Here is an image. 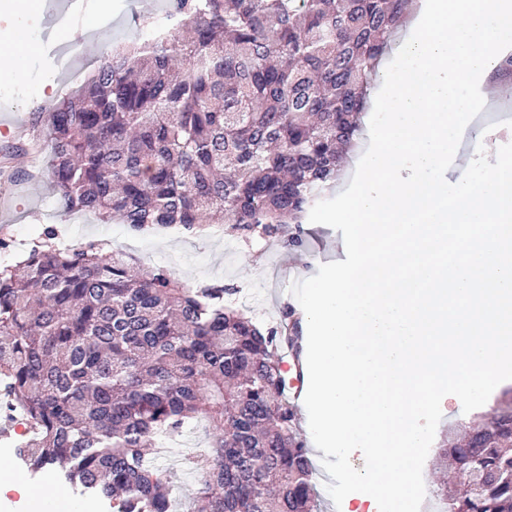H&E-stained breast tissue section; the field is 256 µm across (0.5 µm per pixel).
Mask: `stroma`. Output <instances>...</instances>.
I'll return each instance as SVG.
<instances>
[{"label": "stroma", "instance_id": "obj_1", "mask_svg": "<svg viewBox=\"0 0 512 512\" xmlns=\"http://www.w3.org/2000/svg\"><path fill=\"white\" fill-rule=\"evenodd\" d=\"M92 15L76 11L60 27L47 26L44 9L0 12V51L9 49L13 30L23 26L35 48L23 59L16 76L0 82V266L14 264L54 228L70 247L102 241L125 253L136 267H163L190 284L233 287V302L258 325L280 320L283 305H296L294 282L316 274L319 266L341 255L343 236L323 224L305 223L303 244L288 247L260 238L228 236L224 225L206 224L186 232L160 228L139 233L124 224H103L89 216L61 215L51 200L47 179L32 180L34 153L28 148L37 135L29 115L51 106L67 89L79 86L92 71L100 48L128 39L149 21H163L165 0H103ZM20 426L0 424V469L19 474L32 487L50 484L64 493L71 512H111L107 501L79 496L56 470L31 473L17 459ZM206 421H198L176 444L158 454L160 467L177 472L180 506L188 508L195 483L181 473L180 458L189 449L205 447Z\"/></svg>", "mask_w": 512, "mask_h": 512}]
</instances>
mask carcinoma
<instances>
[{"mask_svg":"<svg viewBox=\"0 0 512 512\" xmlns=\"http://www.w3.org/2000/svg\"><path fill=\"white\" fill-rule=\"evenodd\" d=\"M410 2L169 0V34L105 48L80 88L32 113L58 208L138 231L220 221L276 239L293 224L301 244ZM53 239L0 268V391L28 425L18 458L112 512H174L150 449L202 418L208 445L182 459L190 512H314L280 372V349H300L294 310L264 330L226 300L234 288ZM436 460L453 473L432 489L447 512H512V399Z\"/></svg>","mask_w":512,"mask_h":512,"instance_id":"1","label":"carcinoma"}]
</instances>
